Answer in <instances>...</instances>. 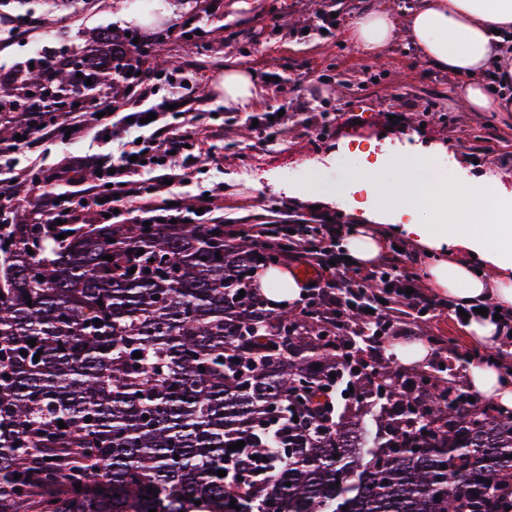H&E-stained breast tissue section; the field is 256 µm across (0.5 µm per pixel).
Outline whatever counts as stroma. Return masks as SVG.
<instances>
[{
	"label": "stroma",
	"mask_w": 512,
	"mask_h": 512,
	"mask_svg": "<svg viewBox=\"0 0 512 512\" xmlns=\"http://www.w3.org/2000/svg\"><path fill=\"white\" fill-rule=\"evenodd\" d=\"M137 0H9L7 12L41 14L46 33L15 40L0 48V73L31 58L33 50L59 63L66 48L88 44L93 31L134 29ZM231 0H213L202 13L201 34L185 38L172 33L195 0H162L164 14L144 33L142 50L149 68L187 66V78L207 106L166 120L193 132L196 160L182 187L183 203L194 206L201 194L217 191L214 203L224 222L248 236L255 225L287 223L289 217L315 223L325 214L337 217L345 230L355 221L326 200L342 186L350 165L339 164L345 141L373 140L379 153L401 158L402 169L381 172L384 180L405 178L408 169L439 168L453 158L449 183L482 195L488 177L499 179L502 196L512 200V112H471L453 97L458 79L436 70L409 43L401 42L379 61L363 57L345 42L357 0H250L247 11H231ZM332 10L338 26L324 34L305 26L318 7ZM228 66L254 74L278 73L279 81H262L258 112L282 110L274 140L258 144L245 126L244 113L228 109L216 85ZM404 122L391 124V116ZM401 298H391L382 315L390 325L378 350L388 355L397 343H420L429 356L423 367L469 393L468 376L475 348L454 314L428 313L412 320Z\"/></svg>",
	"instance_id": "35a3bbf8"
}]
</instances>
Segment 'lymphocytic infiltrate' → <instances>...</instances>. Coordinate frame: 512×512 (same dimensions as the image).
<instances>
[{
	"label": "lymphocytic infiltrate",
	"mask_w": 512,
	"mask_h": 512,
	"mask_svg": "<svg viewBox=\"0 0 512 512\" xmlns=\"http://www.w3.org/2000/svg\"><path fill=\"white\" fill-rule=\"evenodd\" d=\"M162 77L169 81L172 93L161 103L151 105L150 110H143L142 105L148 103L153 90L143 80L129 83L122 96L100 102L99 111L116 116L111 126L93 130L95 139L107 138L116 143V151L110 157L101 160L89 155L64 162L52 170L41 168L12 180L0 179V198L12 204L16 223L75 224L84 208L96 206L99 200H107L109 207L116 209L125 206L130 198L157 193L165 181L182 182L183 172L192 161L191 155L185 152L191 135L159 124L157 117L171 105L182 113L193 111L196 100L185 82L182 67L163 71ZM149 112L155 116L150 123L151 135L139 143L130 140V132L140 128L141 118ZM11 123L14 136L0 148L7 153L25 146L53 143L66 136L59 115L48 110L13 113ZM86 167L103 170L102 176L88 189L64 199L50 191V184L68 185L79 181ZM337 230L335 222L325 219L315 226L296 227L290 236L292 246L282 256L286 264L301 263L317 269L314 284L308 289V299L319 302L331 328L343 330L351 312L355 311L364 330L380 332L377 291L388 286L397 295L406 296L410 308L418 314L441 306L454 313L461 310L462 305L456 300L440 301L424 293L412 267L413 259L405 254H394L369 274L352 272L343 251L336 246Z\"/></svg>",
	"instance_id": "lymphocytic-infiltrate-1"
}]
</instances>
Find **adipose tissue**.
<instances>
[{
	"mask_svg": "<svg viewBox=\"0 0 512 512\" xmlns=\"http://www.w3.org/2000/svg\"><path fill=\"white\" fill-rule=\"evenodd\" d=\"M346 37L373 61L400 40H408L438 70L461 76L454 95L469 111L512 112V99L496 94L482 80L492 69L500 74L502 84H512V0H418L403 17L387 0H377L349 22ZM220 88L226 105L247 112L262 94L254 75L242 66L225 68ZM352 179L384 208L410 216L401 233L428 251L424 266L428 287L461 303L491 302L502 312H512V224L495 225L496 247L486 254L473 222L480 213L479 204L455 186L430 177L409 184L384 181L372 168L353 173ZM430 195L447 213V223H434L426 201ZM452 246L482 253L483 270L449 258ZM340 247L358 266H368L384 249L383 235L371 225L358 224ZM468 383L503 411L512 410L511 372L489 364L472 369Z\"/></svg>",
	"mask_w": 512,
	"mask_h": 512,
	"instance_id": "1",
	"label": "adipose tissue"
}]
</instances>
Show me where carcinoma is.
<instances>
[{
    "label": "carcinoma",
    "mask_w": 512,
    "mask_h": 512,
    "mask_svg": "<svg viewBox=\"0 0 512 512\" xmlns=\"http://www.w3.org/2000/svg\"><path fill=\"white\" fill-rule=\"evenodd\" d=\"M132 41L100 29L77 82L67 58L54 71L23 65L0 81V104L93 108L84 91L112 88ZM260 257L272 265L278 252L212 225L0 232V512H503L512 413L436 379L420 416L411 398L380 405L388 438L362 454V416H333L322 390L336 336L317 307L255 308ZM262 448L265 462L253 458ZM230 459L234 487L218 476Z\"/></svg>",
    "instance_id": "carcinoma-1"
}]
</instances>
